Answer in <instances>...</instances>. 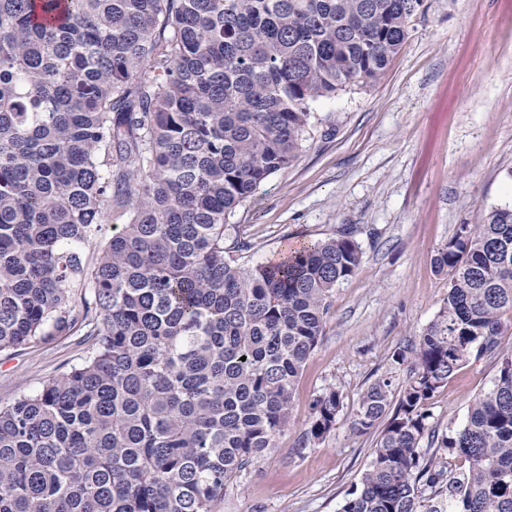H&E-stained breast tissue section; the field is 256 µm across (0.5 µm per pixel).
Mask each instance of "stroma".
<instances>
[{
	"label": "stroma",
	"mask_w": 512,
	"mask_h": 512,
	"mask_svg": "<svg viewBox=\"0 0 512 512\" xmlns=\"http://www.w3.org/2000/svg\"><path fill=\"white\" fill-rule=\"evenodd\" d=\"M427 3L385 75L315 104L298 158L233 218L254 266L346 229L362 259L329 299L277 451L238 472L216 512H340L377 440L351 429L362 392L384 375L406 381L394 352L445 305L437 248L459 225L512 207V0ZM88 348L72 336L1 353L0 406L34 394ZM496 371L490 356L467 361L431 399L430 426H459ZM330 388L342 397L336 424L306 441Z\"/></svg>",
	"instance_id": "1"
}]
</instances>
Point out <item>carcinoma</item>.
I'll return each mask as SVG.
<instances>
[{"label": "carcinoma", "instance_id": "1", "mask_svg": "<svg viewBox=\"0 0 512 512\" xmlns=\"http://www.w3.org/2000/svg\"><path fill=\"white\" fill-rule=\"evenodd\" d=\"M427 9L0 0V353L91 342L0 407V512H215L277 450L362 250L347 231L248 266L230 218L298 157L312 105L379 80ZM434 264L445 306L394 352L406 382L362 393L352 429L377 441L341 512H512V208L460 225ZM473 355L499 356L492 385L458 427L430 428L429 401ZM314 409L308 440L340 393Z\"/></svg>", "mask_w": 512, "mask_h": 512}]
</instances>
